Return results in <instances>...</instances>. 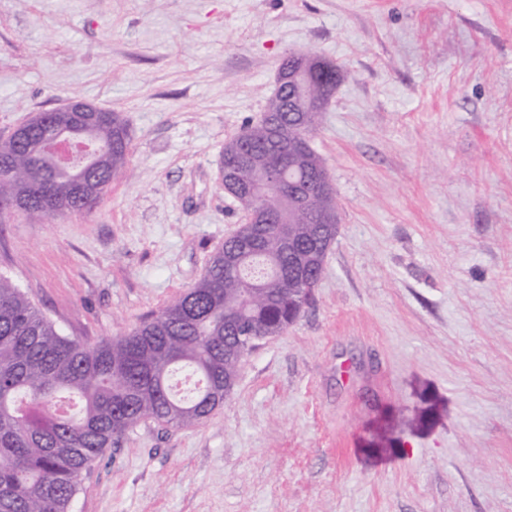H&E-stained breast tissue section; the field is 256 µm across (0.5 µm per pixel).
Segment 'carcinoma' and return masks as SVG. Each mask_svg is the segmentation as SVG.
I'll return each instance as SVG.
<instances>
[{"instance_id": "obj_1", "label": "carcinoma", "mask_w": 512, "mask_h": 512, "mask_svg": "<svg viewBox=\"0 0 512 512\" xmlns=\"http://www.w3.org/2000/svg\"><path fill=\"white\" fill-rule=\"evenodd\" d=\"M310 59L305 121L282 112L275 94L264 117L236 134L248 146L242 180L280 161L273 124L296 152H305L328 102L322 89L341 78L336 64ZM64 124V117L52 116L26 127L22 140L0 142V197H23L21 212L35 219L86 209L75 182L82 163L61 167L45 152L50 128ZM83 131L91 151L101 154L85 176L104 190L125 164L127 127L114 112L112 126L89 123ZM336 219L334 196L288 213L293 252L281 225H257L260 250L237 240L224 243L204 275L157 315L96 343L62 334L0 274V512H72L84 473L129 429L146 419L174 427L207 419L224 404V385L235 383L241 363L224 353L234 335L224 324V308L252 290L246 321L258 332H285L299 318L293 284L303 281L310 294L323 277Z\"/></svg>"}]
</instances>
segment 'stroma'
Instances as JSON below:
<instances>
[{"label":"stroma","mask_w":512,"mask_h":512,"mask_svg":"<svg viewBox=\"0 0 512 512\" xmlns=\"http://www.w3.org/2000/svg\"><path fill=\"white\" fill-rule=\"evenodd\" d=\"M341 80L312 146L326 271L202 424L141 422L74 512H512V0H0V140L78 99L125 166L0 221V274L68 336L128 333L244 223L224 144L288 54Z\"/></svg>","instance_id":"35a3bbf8"}]
</instances>
